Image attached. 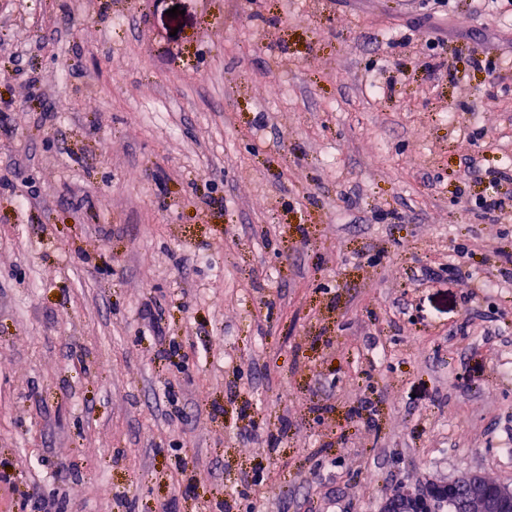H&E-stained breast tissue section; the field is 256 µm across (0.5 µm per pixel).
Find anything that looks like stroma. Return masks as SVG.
I'll return each instance as SVG.
<instances>
[{"label":"stroma","instance_id":"35a3bbf8","mask_svg":"<svg viewBox=\"0 0 512 512\" xmlns=\"http://www.w3.org/2000/svg\"><path fill=\"white\" fill-rule=\"evenodd\" d=\"M492 170L512 0H0V512L512 487Z\"/></svg>","mask_w":512,"mask_h":512}]
</instances>
